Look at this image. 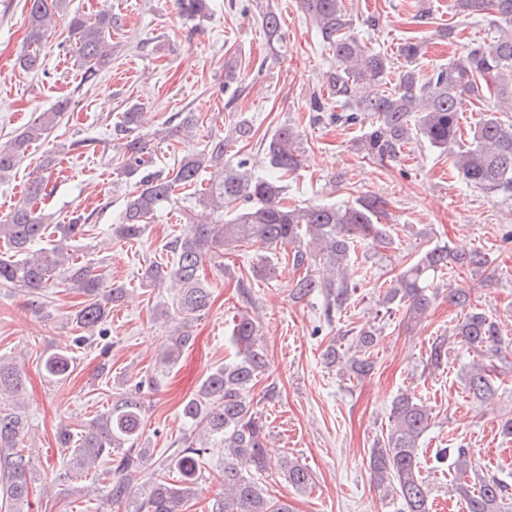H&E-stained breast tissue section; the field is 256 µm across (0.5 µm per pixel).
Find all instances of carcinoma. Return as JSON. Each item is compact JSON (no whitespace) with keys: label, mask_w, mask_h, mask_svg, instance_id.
Returning a JSON list of instances; mask_svg holds the SVG:
<instances>
[{"label":"carcinoma","mask_w":512,"mask_h":512,"mask_svg":"<svg viewBox=\"0 0 512 512\" xmlns=\"http://www.w3.org/2000/svg\"><path fill=\"white\" fill-rule=\"evenodd\" d=\"M65 0H29L27 50L22 65L33 70L39 66L40 51L48 32L64 9ZM181 15L199 20L210 13V0H177ZM305 11L319 30L325 47L332 52L337 66L325 72V83L340 103V111L328 107L314 93L309 99L313 120L340 126L363 128L361 147L366 154L382 162L400 157L402 148L412 140L454 154V164L462 177L487 193L512 192V123L503 116L512 112V0H454L455 10L464 15H481L497 36L482 46L467 49L456 61L430 74L417 68L422 43L407 39L398 48L403 58L396 79L391 57L383 52L365 50L350 34L351 19L343 0H303ZM123 27V17L112 12L94 16L74 14L68 20L72 39L90 81L112 63L108 39ZM261 27L268 40H282L278 14L268 10L261 15ZM386 85L388 89L371 98L357 95L365 83ZM494 106L481 113L472 142L453 149L459 131V113L465 102ZM69 106L60 101L43 112L23 132L0 144V179L10 175L29 146L40 141L58 122ZM139 105L129 106L116 127L122 136L117 176L132 180L137 191L126 204L122 224L115 230L124 240L139 239L154 215L170 206L178 188L197 184L201 171L212 170L208 185L195 191V209L190 212L186 233L165 244L173 261H153L144 277L151 284L170 282L176 287V312L190 321L210 304L209 285L199 277L208 258L224 253V248L253 239L265 242L270 250L292 246L293 267L306 268L291 289L292 298L305 300L322 295L323 316L330 323L352 303L355 287L350 270L355 263V246L364 241L389 248L393 238L387 225L380 223L382 200L361 197L342 206L316 204L292 206L286 203L283 178L301 165L302 135L291 123L280 125L264 140L268 170L258 174L248 168V160L236 164L224 161L232 142L247 141L253 127L240 120L222 138H213L202 149H188L178 168H153L148 140L139 133ZM199 117L194 112L179 113L176 132L189 141L195 137ZM47 188L46 177L31 180L26 195L0 220V241L16 259L0 257V285L16 286L39 299L59 282H66L86 296L73 321L87 332L77 336V345H91L106 335L109 306L119 302L126 289L107 286L101 275L76 262L70 253L71 242L90 232L84 214L77 213L67 224H57L59 238L49 246L33 249L49 237V225L36 211V201ZM488 264L480 250L457 253L448 245L436 244L421 252L416 261L396 276L385 293L383 304L403 306L408 322H415L431 306L436 280L454 269L479 270ZM317 274H311V270ZM448 301L467 309L455 328L454 338L472 350L474 359L465 372V389L476 401L495 396L498 386L492 377L493 361L512 349V340L501 335L496 321L471 306L463 288L448 289ZM259 326L254 318L242 316L234 323L232 336L239 347L237 359L212 370L201 382L197 393L184 401L182 417L189 425L182 448L168 463L179 475L180 483L163 477L133 487L132 473L147 464L152 451L143 446V400L146 386L156 379L137 381L111 404L107 413L89 421L77 434L67 427L57 434L59 447L67 452L59 479L87 472L103 463L112 473L106 485V499L123 507V512H184L193 493L192 485L200 463L224 449L222 477L224 493L212 505V512H292L288 502L264 494L256 475L266 471L270 462L264 448L266 425L257 416L249 393L258 377L265 374L264 350L259 344ZM376 329L363 326L356 335L340 338L326 351L331 365L343 364L350 374L362 378L374 368L372 350ZM192 336L183 330L171 337V343L159 355V364L174 365L182 350L190 346ZM449 339L440 337L431 347V365L440 367L448 360ZM71 357L67 348L57 349L44 360L50 378L68 376ZM26 376L20 363L0 357V509L5 512H29L30 483L33 471L30 457L24 454L31 425L21 405ZM390 429L377 442L369 457V469L377 486H384L401 505V512H430L429 483L422 474L418 456L419 441L429 430L432 412L415 397L402 393L391 404ZM438 459L449 461L454 473L452 492L462 498L466 512H505V501L512 498V486L496 476L479 473L474 454L460 443L441 449ZM277 470L294 490H307L312 472L299 462L286 458Z\"/></svg>","instance_id":"carcinoma-1"}]
</instances>
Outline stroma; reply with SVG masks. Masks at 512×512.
<instances>
[{"label": "stroma", "mask_w": 512, "mask_h": 512, "mask_svg": "<svg viewBox=\"0 0 512 512\" xmlns=\"http://www.w3.org/2000/svg\"><path fill=\"white\" fill-rule=\"evenodd\" d=\"M454 0H344L352 29L368 49L396 55L407 38L423 42L417 66L428 73L447 66L465 45L490 40L491 34L471 18L457 15ZM275 11L285 43L271 53L260 16ZM109 10L121 14L124 26L112 35V64L92 82L82 79L74 47L67 37L69 14ZM26 0H0V142L10 140L57 101L70 102L67 112L45 139L32 144L18 167L0 181V217L19 200L41 163L54 156L58 165L41 205L52 223H68L74 212L90 215L94 229L75 242L74 257L94 268L107 283L126 287L125 297L107 319L108 333L88 348H77L72 314L81 294L67 285L52 289L43 312L17 288H0V356L17 358L27 378L25 412L32 424L30 455L36 481L30 512H114L107 506L105 482L96 472L58 479L63 455L54 434L58 427L79 430L107 411L118 393L145 373H159L157 389L145 390L144 439L152 459L133 476L141 485L155 478L160 464L186 433L183 402L194 395L209 371L232 361L237 348L231 329L247 314L259 323L266 356L264 376L251 390L253 406L267 425V456L278 462L297 459L314 474L306 491L292 489L277 470L262 481L267 493L286 500L292 512H398L390 494L377 487L368 467L371 448L390 427L392 399L408 393L431 410L432 421L419 445L422 472L428 477L434 512H466L453 495L447 472L434 469L437 449L464 443L483 473L512 484V439L499 430L512 417V352L499 361V389L491 401L474 402L464 389L470 360L453 346L447 364L428 366L430 347L451 336L462 315L448 301L449 288H466L472 301L512 337V194H490L467 183L449 153L414 142L396 162L380 164L358 144L360 130L314 123L307 103L312 93L331 100L322 82L335 61L300 0H212L209 18L194 23L183 18L175 0H66L34 70L20 68L27 35ZM376 26H368V16ZM456 36L444 38L445 29ZM235 65L242 93L230 100L223 89L227 65ZM143 108L141 133L150 135L155 167L176 166L188 146H201L227 133L236 121L251 122L252 139L233 144L229 163L248 159L256 172L266 170L260 146L284 122L303 135L302 165L287 180L288 202L336 204L361 196L386 203V223L396 241L392 248H359L354 263L357 286L353 303L333 322H324L321 296L297 302L293 283L302 270L293 268L287 248L277 251L275 275L255 278L253 265L266 255L258 241L225 248L220 258L205 261L203 274L211 286L209 308L189 325L193 344L179 361L158 371L157 357L169 345L177 320H159L156 308L172 303L168 285H149L142 273L161 255L173 235L186 231L195 203L192 190H179L175 204L157 213L135 241L116 237L132 183L117 180L115 162L121 141L113 127L131 104ZM196 112L199 127L192 142L171 135V117ZM167 130L158 139L154 130ZM87 140L73 150L74 140ZM448 244L460 252L487 254V267L458 270L440 281L436 300L414 326L401 309L386 310L382 298L394 275L422 251ZM247 291H240L239 282ZM375 326L371 354L374 369L364 379L326 364L323 353L337 336L362 325ZM68 348L73 366L62 381L49 380L45 357ZM107 365L108 374L98 372ZM278 396H264L268 384ZM221 454L203 465L187 512H210L224 491Z\"/></svg>", "instance_id": "stroma-1"}]
</instances>
